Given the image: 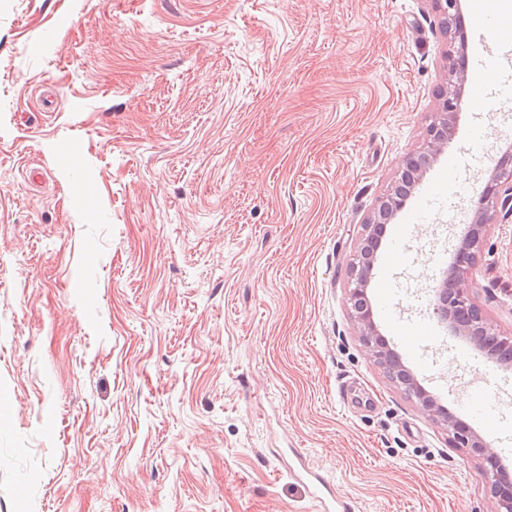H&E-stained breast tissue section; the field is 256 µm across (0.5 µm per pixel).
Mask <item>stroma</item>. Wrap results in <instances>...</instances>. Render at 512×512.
Returning <instances> with one entry per match:
<instances>
[{
	"label": "stroma",
	"mask_w": 512,
	"mask_h": 512,
	"mask_svg": "<svg viewBox=\"0 0 512 512\" xmlns=\"http://www.w3.org/2000/svg\"><path fill=\"white\" fill-rule=\"evenodd\" d=\"M448 35L429 0H0V512H491L468 449L370 357L348 301L378 198L420 149ZM512 80L460 109L378 257L392 323L433 280L493 162ZM460 158L449 167V155ZM512 336V214L465 283ZM512 467V371L441 325L401 351ZM494 400L487 388H478L465 401L466 412L475 417L478 413L481 425L487 428L498 426L493 415Z\"/></svg>",
	"instance_id": "1"
}]
</instances>
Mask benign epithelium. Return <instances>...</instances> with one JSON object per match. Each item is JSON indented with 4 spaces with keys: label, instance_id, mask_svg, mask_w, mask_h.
Here are the masks:
<instances>
[{
    "label": "benign epithelium",
    "instance_id": "benign-epithelium-1",
    "mask_svg": "<svg viewBox=\"0 0 512 512\" xmlns=\"http://www.w3.org/2000/svg\"><path fill=\"white\" fill-rule=\"evenodd\" d=\"M428 2L445 20L459 15L460 0ZM448 35L454 44V50L450 51L446 58L448 75L439 95L438 118L428 127L422 151L404 161L401 167L404 181L379 197L365 224L366 233L351 264L349 295L358 336L371 357L378 363L386 359L397 361L399 356L382 340L368 297L376 262L373 239L379 237L386 225L392 223L397 213L403 209L407 198L423 179L430 165L447 147L452 135L467 78L466 72L458 64V58L465 51L466 40L458 27L448 28ZM502 211L512 214V155L509 153L499 158L493 171L486 178L483 193L475 204L472 224L467 226L461 236L456 251L476 256L487 235L488 226L492 224L496 213ZM466 277L467 270L457 265L440 276L434 288L436 297L432 302L433 315L454 335L466 340L489 359L512 366L511 353L501 355L487 344L485 336L493 331V327L482 314L474 297L460 287ZM399 369L404 377L405 392L415 399L417 405L435 424L452 435V442L456 447L470 449L472 455L483 465L492 512H512V481L504 478L497 469L490 467L497 459L495 449L491 448L480 434L450 416L404 364H399Z\"/></svg>",
    "mask_w": 512,
    "mask_h": 512
}]
</instances>
